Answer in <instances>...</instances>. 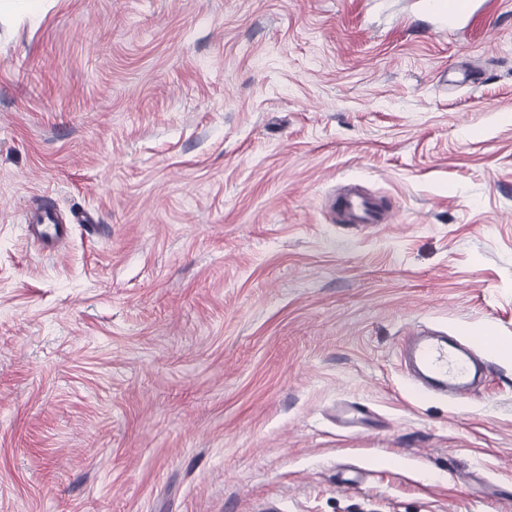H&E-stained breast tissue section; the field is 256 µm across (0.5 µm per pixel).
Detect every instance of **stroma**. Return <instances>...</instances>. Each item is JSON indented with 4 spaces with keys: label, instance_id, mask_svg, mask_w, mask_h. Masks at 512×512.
Segmentation results:
<instances>
[{
    "label": "stroma",
    "instance_id": "35a3bbf8",
    "mask_svg": "<svg viewBox=\"0 0 512 512\" xmlns=\"http://www.w3.org/2000/svg\"><path fill=\"white\" fill-rule=\"evenodd\" d=\"M481 17L0 19V512H512V0ZM348 182L392 222L336 223ZM423 332L485 359L465 401L413 390ZM46 205L30 218L26 214V229L34 239L43 244L59 241L65 234L66 228L59 224L53 204L46 197Z\"/></svg>",
    "mask_w": 512,
    "mask_h": 512
}]
</instances>
